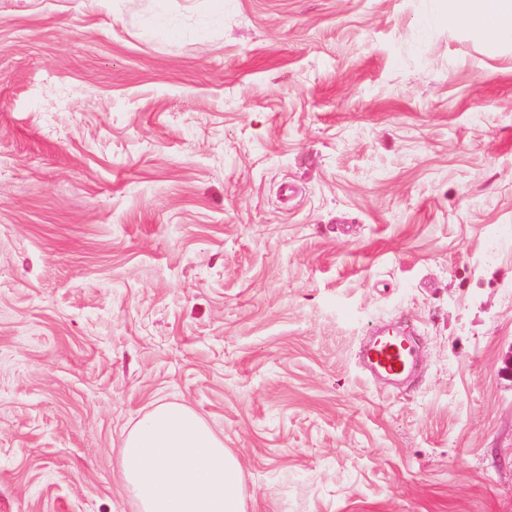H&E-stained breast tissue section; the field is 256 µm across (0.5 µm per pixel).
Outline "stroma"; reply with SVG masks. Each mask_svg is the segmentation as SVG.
<instances>
[{
    "label": "stroma",
    "instance_id": "obj_1",
    "mask_svg": "<svg viewBox=\"0 0 512 512\" xmlns=\"http://www.w3.org/2000/svg\"><path fill=\"white\" fill-rule=\"evenodd\" d=\"M437 12L0 0V512H136L159 398L247 512H512V39ZM402 329H378L359 348L360 363L369 375L398 386L410 379L419 365L416 332L405 322Z\"/></svg>",
    "mask_w": 512,
    "mask_h": 512
}]
</instances>
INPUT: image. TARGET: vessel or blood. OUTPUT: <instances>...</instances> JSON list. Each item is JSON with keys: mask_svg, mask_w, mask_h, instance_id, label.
<instances>
[{"mask_svg": "<svg viewBox=\"0 0 512 512\" xmlns=\"http://www.w3.org/2000/svg\"><path fill=\"white\" fill-rule=\"evenodd\" d=\"M360 363L369 375L396 386L410 379L418 365L413 326L378 329L359 348Z\"/></svg>", "mask_w": 512, "mask_h": 512, "instance_id": "b4317fda", "label": "vessel or blood"}]
</instances>
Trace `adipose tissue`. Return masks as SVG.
I'll return each instance as SVG.
<instances>
[{"label": "adipose tissue", "instance_id": "obj_1", "mask_svg": "<svg viewBox=\"0 0 512 512\" xmlns=\"http://www.w3.org/2000/svg\"><path fill=\"white\" fill-rule=\"evenodd\" d=\"M439 19L473 27L491 21L485 34L512 38V0H440ZM119 466L139 512H246L244 473L224 440L191 408L161 403L125 435Z\"/></svg>", "mask_w": 512, "mask_h": 512}]
</instances>
